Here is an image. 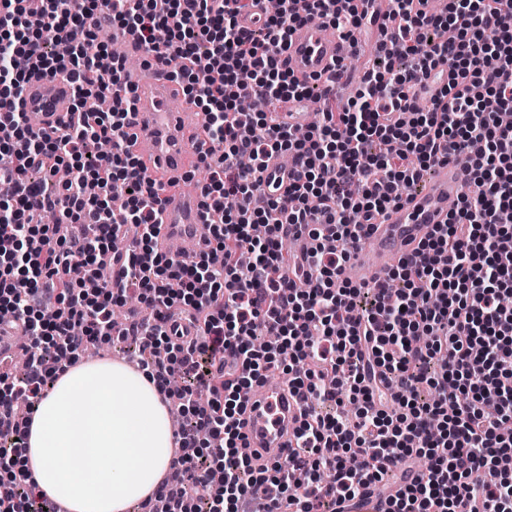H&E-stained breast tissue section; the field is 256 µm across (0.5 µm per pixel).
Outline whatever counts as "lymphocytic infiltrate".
Listing matches in <instances>:
<instances>
[{
  "mask_svg": "<svg viewBox=\"0 0 512 512\" xmlns=\"http://www.w3.org/2000/svg\"><path fill=\"white\" fill-rule=\"evenodd\" d=\"M399 66L372 67L341 108L305 136L239 112L249 95L312 98L281 60L291 32L320 19L340 35L366 27L356 0H276L254 28L247 0H0V328L26 336L22 379L0 367V512H57L18 464L35 404L89 344L131 342L139 367L184 418L166 512H336L361 491L398 487L389 512H512V0H451L447 14L387 0ZM136 34L207 116L201 206L214 218L193 263L157 249L159 186L127 146L130 112L83 102L126 80L98 23ZM61 77L73 107L60 128L32 127L31 80ZM107 142L94 152L91 144ZM292 156L286 199L265 195L272 157ZM465 156L469 191L385 280L345 275L375 221L427 169ZM65 167L55 194L29 181ZM124 194L122 212L113 194ZM55 210L58 221L42 215ZM136 247L117 251L116 238ZM307 237L293 261L280 247ZM402 287H395V280ZM149 319L112 326L129 296ZM200 323L193 338L172 311ZM273 336L276 346L256 345ZM439 367L428 374L427 364ZM280 367L303 398L296 444L273 467L242 452L243 391ZM434 390L419 397L420 387ZM328 405L321 413L317 404Z\"/></svg>",
  "mask_w": 512,
  "mask_h": 512,
  "instance_id": "f902f5d3",
  "label": "lymphocytic infiltrate"
}]
</instances>
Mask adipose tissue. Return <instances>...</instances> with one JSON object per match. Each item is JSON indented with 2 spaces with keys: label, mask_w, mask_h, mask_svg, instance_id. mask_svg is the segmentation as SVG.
Returning a JSON list of instances; mask_svg holds the SVG:
<instances>
[{
  "label": "adipose tissue",
  "mask_w": 512,
  "mask_h": 512,
  "mask_svg": "<svg viewBox=\"0 0 512 512\" xmlns=\"http://www.w3.org/2000/svg\"><path fill=\"white\" fill-rule=\"evenodd\" d=\"M175 443L154 380L123 363L83 360L37 403L24 468L65 512H127L156 491Z\"/></svg>",
  "instance_id": "adipose-tissue-1"
}]
</instances>
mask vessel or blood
<instances>
[{
    "instance_id": "obj_1",
    "label": "vessel or blood",
    "mask_w": 512,
    "mask_h": 512,
    "mask_svg": "<svg viewBox=\"0 0 512 512\" xmlns=\"http://www.w3.org/2000/svg\"><path fill=\"white\" fill-rule=\"evenodd\" d=\"M360 49L359 41L332 37L320 21L314 20L295 29L282 61L298 78L316 81L321 90L333 92L337 89L332 76L335 66ZM131 84L135 103L127 132L132 150L152 179L175 183L165 193L167 202L158 248L164 252L171 242H180L182 260H193L205 247L204 213L200 191L186 174L191 162L206 148V116L193 108L173 109L172 103L180 96L181 88L155 65L148 64L136 71ZM317 105L314 99L298 105L291 103L274 113L273 119L280 125L304 129ZM71 107V89L66 83L48 79L29 83L24 108L37 113L41 127H58ZM465 178L464 160L437 166L434 177L422 190L410 194L373 226L369 236L371 251L355 253L346 269L347 277L369 284L383 280L434 225L447 221L448 203L462 194ZM264 184L275 196L284 195L288 187L287 166L279 159H271ZM246 401L247 410L242 417L246 452L253 466L260 467L272 462V449L293 446L302 402L289 396L288 380L283 376L254 384Z\"/></svg>"
}]
</instances>
